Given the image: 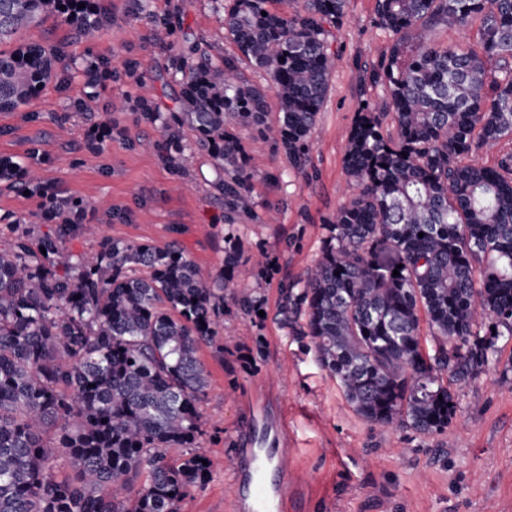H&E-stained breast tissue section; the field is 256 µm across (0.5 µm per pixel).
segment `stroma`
I'll return each mask as SVG.
<instances>
[{
	"mask_svg": "<svg viewBox=\"0 0 512 512\" xmlns=\"http://www.w3.org/2000/svg\"><path fill=\"white\" fill-rule=\"evenodd\" d=\"M124 3L114 0L108 30L79 41L71 40L68 27L50 21L17 37L21 43L65 42L76 59L103 57L118 69L125 60L141 61L142 78L120 77L99 100L96 119L114 121L118 135L101 148L88 146L87 121L70 109L84 91L77 74L65 87L48 84L27 105L0 112V157L41 161L45 181L88 202L82 221L97 225L101 235L72 234L68 250L93 256L104 236L159 246L175 241L203 269L218 271L228 227L208 158L197 155L179 174L139 145L158 130L137 121L131 104L146 98L172 108L178 89L163 84L168 57L152 45L149 24L126 18ZM374 6L375 0H351L337 34L340 61L312 132L308 178L290 176L287 157L271 141L245 139L259 171L258 211L277 213L274 223L247 219L236 230L248 253L263 251L273 260L268 279L248 284L266 317L254 320L236 306L225 307L223 357L206 346L200 351L209 372L203 410L214 468L211 479L187 497L183 512H229L235 456L252 445L246 399L258 386L270 417H286V512H512V383L499 382L512 367L511 338L499 340L496 361L477 380L456 386L461 422L419 436L357 415L309 340L289 335L276 318L278 282L313 265L325 222L354 191L343 157L362 104L357 69L389 46L373 22ZM184 8L186 28L203 38L213 56H236L212 0H185Z\"/></svg>",
	"mask_w": 512,
	"mask_h": 512,
	"instance_id": "1",
	"label": "stroma"
}]
</instances>
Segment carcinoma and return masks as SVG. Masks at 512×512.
Returning a JSON list of instances; mask_svg holds the SVG:
<instances>
[{"instance_id": "1", "label": "carcinoma", "mask_w": 512, "mask_h": 512, "mask_svg": "<svg viewBox=\"0 0 512 512\" xmlns=\"http://www.w3.org/2000/svg\"><path fill=\"white\" fill-rule=\"evenodd\" d=\"M215 3L225 37L266 84L190 37L182 4L156 14L150 0H126L179 88L176 109L144 101L134 115L159 129L146 146L168 168L183 172L196 153L208 156L232 229L258 218L242 132L271 140L294 174L308 176L349 0H303L291 16L271 11L270 0ZM51 19L81 40L112 25V0H0V111L68 81L64 43L1 48ZM476 20L473 45L426 38ZM374 24L391 44L358 68L363 92L378 94L348 134L343 169L357 192L323 225L305 276L280 282L278 314L290 335L310 340L356 414L430 436L457 418L449 383L478 378L500 338L512 337V0H376ZM80 71L86 90L73 109L90 120L114 70L98 58ZM112 132L94 122L87 142ZM481 153L493 160L474 162ZM0 183L39 197L45 220L57 223L41 234L0 216V512H182L213 472L200 345L224 354L225 299L258 316V301L234 285L267 276L271 261L246 255L232 233L216 274L175 241L104 238L84 258L65 241L77 229L93 233L73 220L85 200L11 157H0Z\"/></svg>"}]
</instances>
